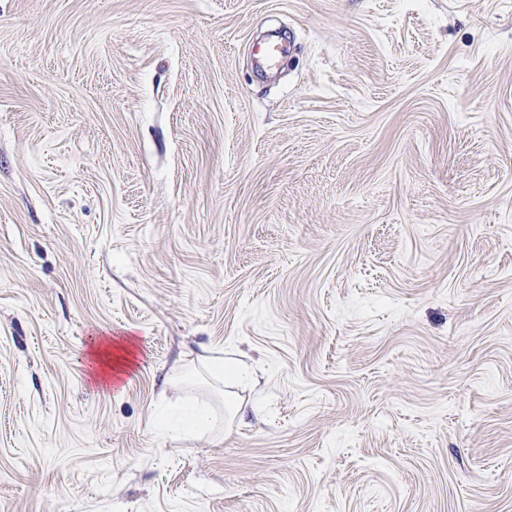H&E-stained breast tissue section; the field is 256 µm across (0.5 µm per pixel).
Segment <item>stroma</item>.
<instances>
[{
	"instance_id": "stroma-1",
	"label": "stroma",
	"mask_w": 512,
	"mask_h": 512,
	"mask_svg": "<svg viewBox=\"0 0 512 512\" xmlns=\"http://www.w3.org/2000/svg\"><path fill=\"white\" fill-rule=\"evenodd\" d=\"M0 512H512V0H0ZM112 346L115 351L113 359ZM132 346L130 340L114 341L113 345L110 339L93 340L89 352L90 362H92L89 367L92 369L93 378L111 385L113 380H120V375L124 374L133 364ZM212 376L227 387L233 385H247L252 381L251 374L236 360L232 358L218 359L209 365ZM207 419L208 418L201 413H197L195 411H186L177 416L172 421L168 420L163 422L162 428L166 431L179 433L182 431L194 429L197 425L203 422H207Z\"/></svg>"
}]
</instances>
